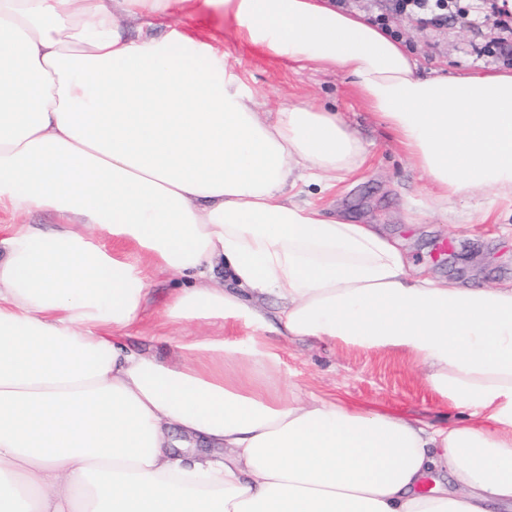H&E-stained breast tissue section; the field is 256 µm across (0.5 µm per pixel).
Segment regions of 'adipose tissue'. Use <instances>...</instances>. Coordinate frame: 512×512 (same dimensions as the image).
<instances>
[{
  "label": "adipose tissue",
  "instance_id": "obj_1",
  "mask_svg": "<svg viewBox=\"0 0 512 512\" xmlns=\"http://www.w3.org/2000/svg\"><path fill=\"white\" fill-rule=\"evenodd\" d=\"M223 12L236 40L345 70L447 212L512 202V71L450 75L324 0H0V512H512V285L411 274L371 224L326 217L369 143L337 113L267 110L230 54L129 25ZM37 210L60 223H21ZM131 244L116 256L98 232ZM185 280L175 322L407 353L463 420L327 402L275 377L253 337L114 340Z\"/></svg>",
  "mask_w": 512,
  "mask_h": 512
}]
</instances>
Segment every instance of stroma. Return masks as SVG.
Instances as JSON below:
<instances>
[{"instance_id":"35a3bbf8","label":"stroma","mask_w":512,"mask_h":512,"mask_svg":"<svg viewBox=\"0 0 512 512\" xmlns=\"http://www.w3.org/2000/svg\"><path fill=\"white\" fill-rule=\"evenodd\" d=\"M391 27L423 65L440 66L452 74L474 66L512 70V52L486 54V46L501 33L484 22L478 8L441 26H425L412 16L396 15ZM174 29L194 31L207 39L218 37L220 49L237 58L239 70L270 107L288 102L329 107L342 112L372 142L368 167L351 176L341 193L323 195L326 212L380 225L399 240L411 272H433L466 286L512 281V212L500 205L498 223L485 221L482 208L491 197L487 189L472 191L464 201L463 217L455 221L431 210L425 176L402 151L393 132L372 115L346 72L313 65L297 70L286 61L242 46L223 16L208 9L191 17L155 18L147 27L157 37ZM177 286L176 275L153 273L144 309L123 332L125 344L144 350L167 348L186 338L211 337L248 343L253 329L238 320L169 321L165 309ZM277 314L276 305L268 304L265 340L281 349V382L296 383L323 400L339 399L357 409H383L440 426L454 420L455 409L426 385L422 368L407 354L288 337Z\"/></svg>"}]
</instances>
